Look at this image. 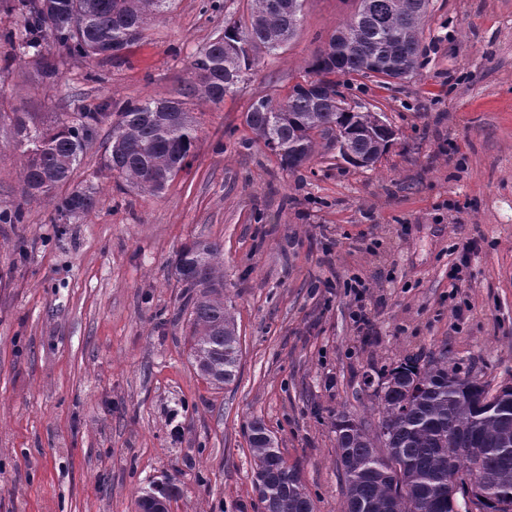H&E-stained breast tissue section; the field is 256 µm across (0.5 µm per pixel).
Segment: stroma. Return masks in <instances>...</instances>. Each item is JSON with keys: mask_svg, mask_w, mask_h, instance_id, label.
Instances as JSON below:
<instances>
[{"mask_svg": "<svg viewBox=\"0 0 512 512\" xmlns=\"http://www.w3.org/2000/svg\"><path fill=\"white\" fill-rule=\"evenodd\" d=\"M357 3L305 0L296 37L259 52L237 92L194 99L190 165L159 194L105 167L104 127L73 175L97 205L61 224L53 203L21 202L20 153L0 126V206L25 211L0 224V512H137V491L167 478L181 490L171 512H262L256 418L316 512H343L334 423L378 422L374 391L391 368L444 357L491 389L512 385V0H431L422 67L349 78L348 105L395 132L374 168L321 149L288 169L245 123L258 98L283 102L312 80ZM247 15V0H175L121 58H63L57 84L16 62L0 72V107L49 125L112 99L176 97L191 56L225 17ZM198 240L222 247L240 334L239 376L221 389L191 363L175 272ZM360 304L368 337L352 319Z\"/></svg>", "mask_w": 512, "mask_h": 512, "instance_id": "1", "label": "stroma"}]
</instances>
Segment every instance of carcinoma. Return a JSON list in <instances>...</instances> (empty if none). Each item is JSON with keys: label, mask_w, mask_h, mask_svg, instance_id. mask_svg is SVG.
Wrapping results in <instances>:
<instances>
[{"label": "carcinoma", "mask_w": 512, "mask_h": 512, "mask_svg": "<svg viewBox=\"0 0 512 512\" xmlns=\"http://www.w3.org/2000/svg\"><path fill=\"white\" fill-rule=\"evenodd\" d=\"M174 0H13L11 11L21 27L0 32L10 50L0 69L31 56L36 76L54 84L60 60L44 48L47 40L70 58L110 52L119 57L140 40L155 19L171 11ZM304 0H251L249 24L227 19L224 32L191 60L189 78L179 97L143 102H107L39 127L32 113L0 112L9 121L20 150V194L25 200L51 198L67 184L93 134L111 125L104 164L126 185L158 194L186 163L199 139L201 122L187 107L190 98L215 105L237 91L255 64L254 53L275 52L297 33ZM430 0H359L351 18L331 35L310 72L330 87L338 76L376 74L387 78L422 66L421 23ZM245 124L293 169L314 156L316 138L351 157L356 167H371L395 139L380 130L375 113L344 112L336 97L296 85L283 105L256 100ZM97 199L89 188L73 190L58 211L75 217L92 210ZM23 206L0 208V224H22ZM216 243L195 242L178 255L176 273L192 305L191 352L196 372L222 389L234 383L240 364V338L234 315L224 303V270ZM378 428L340 416L334 424L337 467L341 472L344 512H456L457 496L469 501L465 512H512V387L490 392L476 376H462L446 361L420 364L407 359L376 390ZM253 485L263 512H315L300 471L281 456L262 421L249 423ZM473 448L475 457L450 471L456 449ZM156 494L169 501L180 488L168 480L140 492L138 508Z\"/></svg>", "instance_id": "1"}]
</instances>
